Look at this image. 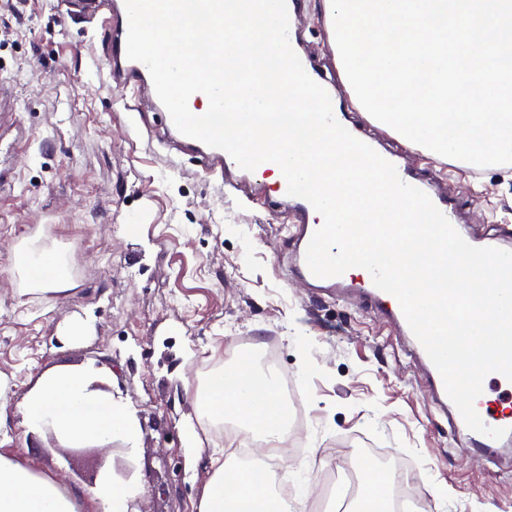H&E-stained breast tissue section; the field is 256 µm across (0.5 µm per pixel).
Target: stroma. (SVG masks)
Returning <instances> with one entry per match:
<instances>
[{
	"instance_id": "obj_1",
	"label": "stroma",
	"mask_w": 512,
	"mask_h": 512,
	"mask_svg": "<svg viewBox=\"0 0 512 512\" xmlns=\"http://www.w3.org/2000/svg\"><path fill=\"white\" fill-rule=\"evenodd\" d=\"M300 7L303 52L344 91L322 0ZM109 54L102 17L69 14L66 0H0V88L15 126L0 141V451L71 488L92 490L106 474L133 480L137 512H197L226 441L190 386L243 345L260 355L271 346L309 413L301 452L273 471L303 495L301 512L322 500L325 470L366 459L413 470L430 512H512V446L473 450L393 322L356 294L293 276L295 212L172 150L149 88L109 79ZM349 112L453 199L465 231L512 236V164L433 161ZM32 239L66 254L70 290L28 292L16 248ZM76 318L87 330L62 336ZM61 364L97 371L137 421V450L117 439L75 457L49 434L30 448L21 404Z\"/></svg>"
}]
</instances>
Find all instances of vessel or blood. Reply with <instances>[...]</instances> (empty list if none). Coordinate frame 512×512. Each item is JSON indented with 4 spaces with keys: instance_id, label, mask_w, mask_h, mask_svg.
I'll return each mask as SVG.
<instances>
[{
    "instance_id": "b4317fda",
    "label": "vessel or blood",
    "mask_w": 512,
    "mask_h": 512,
    "mask_svg": "<svg viewBox=\"0 0 512 512\" xmlns=\"http://www.w3.org/2000/svg\"><path fill=\"white\" fill-rule=\"evenodd\" d=\"M105 24L115 27L114 42L116 48L110 55L109 71L118 72L126 76L128 80L135 82H150L151 76L147 67L137 61L129 60L126 55V39L128 32V16L126 9H119L116 16L105 17ZM162 135L182 147L183 151L206 163L208 170L214 174H223L225 168L234 167L235 162L231 156L218 148L210 147L198 140L181 134L175 127L171 117H164ZM397 172L401 179L422 191L428 192L433 204L442 212L453 226H460L459 213L448 199L432 193L431 186L415 172L405 166H398ZM278 198L287 202L298 215V231L293 242V266L295 272L311 282L315 287L325 290H354L372 305L377 306L397 322H404L405 317L398 301L390 294L385 293L373 284L371 276L355 277L343 274L337 277L318 278L309 270L305 255L309 241L313 233L321 226L322 221L316 217L315 210L305 199L292 197L287 192H279ZM490 381L497 385L507 386L508 391L496 400L490 401L485 397H478L475 409L482 420L491 427L507 429L508 439L512 440V382L498 373L490 374Z\"/></svg>"
}]
</instances>
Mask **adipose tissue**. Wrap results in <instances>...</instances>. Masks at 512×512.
<instances>
[{"label": "adipose tissue", "instance_id": "adipose-tissue-1", "mask_svg": "<svg viewBox=\"0 0 512 512\" xmlns=\"http://www.w3.org/2000/svg\"><path fill=\"white\" fill-rule=\"evenodd\" d=\"M19 258V272L32 291L70 288L67 263L57 250L31 241L20 249ZM266 376L253 356H238L228 370L208 376L200 408L214 420L235 416L269 454L273 443L284 440L287 422L274 385L264 388L261 401L253 399L255 380ZM96 382V375L84 366H59L42 374L23 403L30 434L38 438L54 433L71 448L91 443L103 447L115 439L137 446L136 420ZM268 484L263 470L233 475L226 466H217L202 488L199 512H289L287 501ZM135 495L134 485L106 481L91 492L66 488L0 454V512H128Z\"/></svg>", "mask_w": 512, "mask_h": 512}]
</instances>
